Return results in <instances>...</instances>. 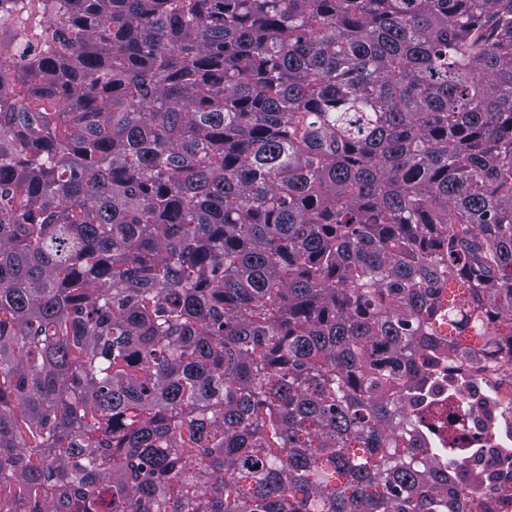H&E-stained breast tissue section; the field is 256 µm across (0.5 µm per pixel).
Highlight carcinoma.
I'll use <instances>...</instances> for the list:
<instances>
[{
  "label": "carcinoma",
  "instance_id": "obj_1",
  "mask_svg": "<svg viewBox=\"0 0 512 512\" xmlns=\"http://www.w3.org/2000/svg\"><path fill=\"white\" fill-rule=\"evenodd\" d=\"M8 8L0 512H512V0Z\"/></svg>",
  "mask_w": 512,
  "mask_h": 512
}]
</instances>
